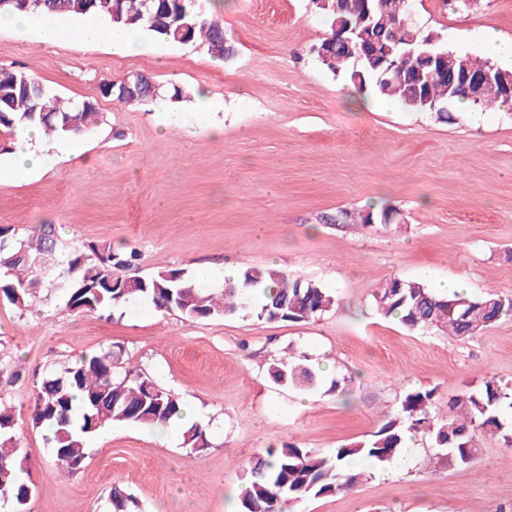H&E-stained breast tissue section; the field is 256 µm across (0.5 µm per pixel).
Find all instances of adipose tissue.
Wrapping results in <instances>:
<instances>
[{
	"label": "adipose tissue",
	"mask_w": 512,
	"mask_h": 512,
	"mask_svg": "<svg viewBox=\"0 0 512 512\" xmlns=\"http://www.w3.org/2000/svg\"><path fill=\"white\" fill-rule=\"evenodd\" d=\"M75 33L92 41L104 42L112 53L120 56L141 55L151 50L139 30L114 26L105 15L94 16L81 25L74 24L65 15H45L41 25L44 40L56 41ZM42 142L41 130L30 129L25 137L15 143L10 164L0 167V179L15 180L45 167L49 156Z\"/></svg>",
	"instance_id": "obj_1"
}]
</instances>
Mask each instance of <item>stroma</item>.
<instances>
[{"instance_id":"obj_1","label":"stroma","mask_w":512,"mask_h":512,"mask_svg":"<svg viewBox=\"0 0 512 512\" xmlns=\"http://www.w3.org/2000/svg\"><path fill=\"white\" fill-rule=\"evenodd\" d=\"M197 5L223 26L230 61L198 41L160 40L157 54L121 57L100 42L48 45L0 29V65L103 115L93 135L52 138L43 171L0 181V225L51 224L66 246L133 248L140 275L179 268L212 288L225 269L271 266L338 302L315 320L268 322L157 318L130 303L77 314L51 288L23 312L0 299V397L18 415L29 414L31 374L112 348L193 409L209 442L194 453L180 430L116 425L80 470L60 476L44 431L23 427L21 476L35 485L26 512H110L116 484L142 512H237L241 474L266 448L290 441L327 453L368 439L410 390H434L444 411L487 379L512 383V318L468 338L414 332L373 299L393 276L512 296V111L454 104L442 122L359 91L318 59L329 27L311 0ZM415 19L444 45L485 58L493 52L481 25L512 38V0H474L465 11L415 0ZM133 73L152 76L165 98L142 107L101 94L104 80ZM196 87L210 108L197 104ZM372 207L395 209V221L338 220ZM300 354L319 373L314 390L268 374ZM17 368L26 379L10 381ZM476 441L475 461L450 467L415 438L391 466L368 467L355 491L294 512H512V446L484 433Z\"/></svg>"}]
</instances>
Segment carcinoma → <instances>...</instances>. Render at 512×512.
<instances>
[{
  "instance_id": "1",
  "label": "carcinoma",
  "mask_w": 512,
  "mask_h": 512,
  "mask_svg": "<svg viewBox=\"0 0 512 512\" xmlns=\"http://www.w3.org/2000/svg\"><path fill=\"white\" fill-rule=\"evenodd\" d=\"M197 0H98V6L83 10V0H7L0 14L23 11L33 15L80 16L106 14L114 25L141 28L154 37L175 41L164 33L190 25L192 40L205 42L208 50L224 60L233 57L232 44L224 43V29L196 8ZM338 10H324L329 28L356 26L364 12V0H337ZM376 40L380 50L396 53L412 50L447 55L448 69L462 74L483 67L500 74L511 71L498 67L488 58L458 52L437 41L424 43L410 14L413 0H375ZM327 68L347 76L361 90L397 99L408 110L434 112L449 122L452 115L443 108L464 102L474 110L486 111L512 102L493 93L479 100L448 92V78H433L426 89V101L417 100L406 82L382 75L373 58L358 57V50L332 45ZM0 129L25 131L39 126L49 135L84 136L93 133L102 121L91 106L76 111L78 103L64 101L35 78L19 69L0 68ZM393 211L383 209L357 215L342 213L344 223L378 222L390 226ZM62 249L55 228L34 225L20 235L11 226H0V299L18 310L46 287L66 298V308L79 314H104L138 298H147L159 309L177 311L187 318L207 319L244 314L259 320L288 322L319 318L336 304V296L314 282L291 280L275 268H247L239 281L215 291L201 288L181 269H167L151 276L137 274L139 254L120 252L106 245L90 244L69 250L67 263L58 260ZM128 274L116 277L113 270ZM378 310L398 320L410 330L446 331L466 337L493 326L512 315V299L496 292L480 296L467 293L438 294L427 285L393 277L375 292ZM307 356L270 367L274 382L285 387L312 389L316 372L306 364ZM435 391L414 389L403 397L399 407L384 416L370 438L343 445L332 453L317 454L288 442L266 449L249 467L242 481L240 512H293V506L316 498L354 490L364 479L361 471L349 466L359 456L376 467H385L403 457L408 438L429 437L436 457L448 465L464 466L473 461L478 446L476 432L498 435L504 430L503 413L512 409V385L496 378L459 399L443 415L436 407ZM182 410L180 398L158 385L140 370L126 363L112 349L81 357L76 363L43 373L36 386L29 423L45 431L56 470L73 474L82 468L87 449L104 425L125 424L141 427L166 425ZM18 419L13 406L0 398V494L13 502L15 512H25L35 485L18 478ZM182 445L194 452L208 446L206 431L199 424H186ZM112 512H140L135 498L120 486L112 487Z\"/></svg>"
}]
</instances>
